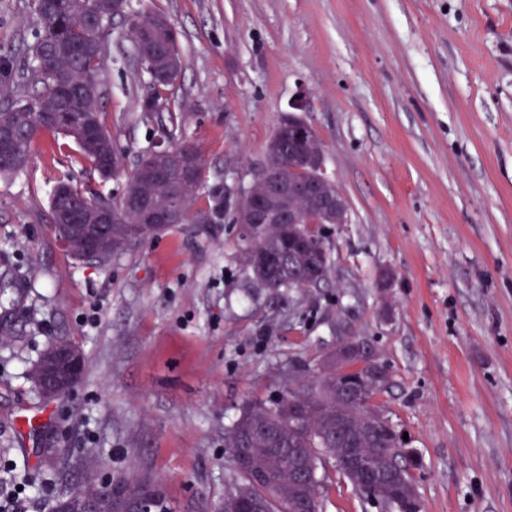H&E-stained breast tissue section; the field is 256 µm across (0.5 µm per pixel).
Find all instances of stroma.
Masks as SVG:
<instances>
[{
  "instance_id": "35a3bbf8",
  "label": "stroma",
  "mask_w": 512,
  "mask_h": 512,
  "mask_svg": "<svg viewBox=\"0 0 512 512\" xmlns=\"http://www.w3.org/2000/svg\"><path fill=\"white\" fill-rule=\"evenodd\" d=\"M179 33V107L207 181L249 179L291 105L314 128L349 205L320 231L322 287L274 293L242 262L236 224H175L106 264L79 262L49 218L56 182L106 196L75 143L38 136L0 179V493L80 454L101 474L159 479L169 512H221L233 468L224 428L279 399L347 336L389 373L376 397L422 465L425 512H512V0H133ZM31 0H0V56L32 40ZM122 19L112 24L107 123L149 146L145 92ZM388 288H380L382 273ZM65 340L80 382L49 399L29 371ZM55 464L41 465L42 449ZM323 512H386L340 473Z\"/></svg>"
}]
</instances>
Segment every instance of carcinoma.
I'll return each mask as SVG.
<instances>
[{
	"label": "carcinoma",
	"mask_w": 512,
	"mask_h": 512,
	"mask_svg": "<svg viewBox=\"0 0 512 512\" xmlns=\"http://www.w3.org/2000/svg\"><path fill=\"white\" fill-rule=\"evenodd\" d=\"M32 14L34 41L24 48L23 62L16 66L18 79L10 78L0 84V128L7 126L18 134L14 152L8 157L0 155V177H13L25 168L32 144L41 133L75 138L74 130L82 125L87 113L93 114L104 147L114 155L112 171L102 179L117 176L122 154L106 122L103 93L112 20L121 18L127 22L129 37L145 59L141 71L149 77L147 97L166 102L175 96L179 78L160 77L167 63L159 55H180L176 29L165 14L136 12L129 2L123 4V11L117 12L113 0H33ZM166 126L178 147L190 149L198 156L196 183L184 186L174 173L169 184L146 189L138 186L130 171L122 193L112 200L89 185L79 188L61 182L55 190L68 191L91 206L105 205L118 217L132 221L134 217L126 211L129 194L146 193L153 204L161 206L172 189L179 188L188 197L182 223H236L235 217L224 210V193L205 186L206 159L200 147L186 135L185 113L169 111ZM240 229L241 239L250 247L251 254L279 256L302 280L315 277L321 285L328 280L330 260L320 234H315L304 250L293 253L288 250L289 241L295 238L291 232L284 236L275 226L258 231L251 224H242ZM290 397L306 408L304 417L291 427L286 423L270 427L277 410ZM362 407V402L355 401L317 411L301 395L292 392L270 404L254 401L241 410L226 430L225 444L228 448L255 449L254 464L269 469L271 480L254 488V492L258 498L267 500L279 497L282 476L291 464L288 449H305L310 505L312 512H322L320 486L327 474L323 460L335 456L336 449L359 448L372 465L387 464L386 451L393 447L392 438L363 431L358 420ZM108 483V479L98 476L76 486L65 484L48 502L47 512H56L64 502L75 509L90 498L101 503L102 512H112ZM374 495L390 509L405 497L404 491L392 485L375 489Z\"/></svg>",
	"instance_id": "obj_1"
}]
</instances>
